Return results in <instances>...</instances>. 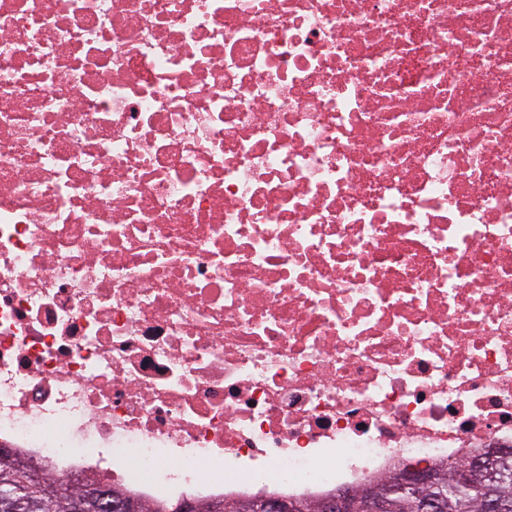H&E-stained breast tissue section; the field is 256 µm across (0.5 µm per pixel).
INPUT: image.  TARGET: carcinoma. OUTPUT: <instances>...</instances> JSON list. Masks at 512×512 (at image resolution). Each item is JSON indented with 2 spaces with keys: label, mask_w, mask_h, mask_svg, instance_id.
I'll return each mask as SVG.
<instances>
[{
  "label": "carcinoma",
  "mask_w": 512,
  "mask_h": 512,
  "mask_svg": "<svg viewBox=\"0 0 512 512\" xmlns=\"http://www.w3.org/2000/svg\"><path fill=\"white\" fill-rule=\"evenodd\" d=\"M468 473V483L461 485L457 475ZM436 483L416 489L398 490L393 474L374 487L376 492L388 494L392 502L391 512H415V504L422 498L440 499L442 512H485V490L493 488L505 505V512H512V451L498 455L489 465L476 469L471 465L453 469L435 470ZM95 487H88L78 494L69 492L61 485L41 476L23 461L6 456L0 457V504L17 503V512H72L77 500L93 497ZM252 500H241L228 507L223 502H206L197 505L195 512H249Z\"/></svg>",
  "instance_id": "carcinoma-1"
}]
</instances>
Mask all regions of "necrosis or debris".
<instances>
[{
	"label": "necrosis or debris",
	"instance_id": "1",
	"mask_svg": "<svg viewBox=\"0 0 512 512\" xmlns=\"http://www.w3.org/2000/svg\"><path fill=\"white\" fill-rule=\"evenodd\" d=\"M0 447L152 505L512 448V0H0Z\"/></svg>",
	"mask_w": 512,
	"mask_h": 512
}]
</instances>
